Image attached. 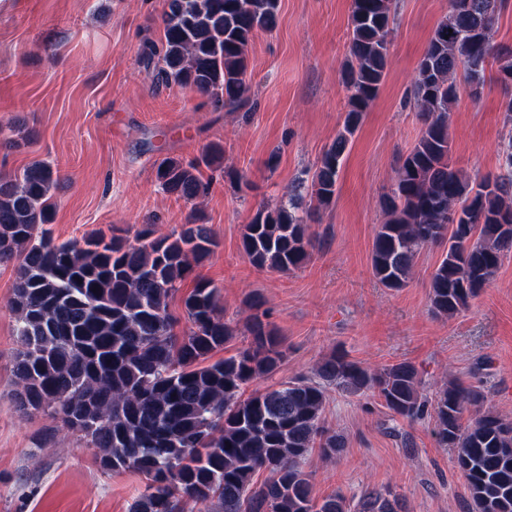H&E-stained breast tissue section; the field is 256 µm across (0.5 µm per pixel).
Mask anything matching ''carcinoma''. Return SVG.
<instances>
[{
	"instance_id": "cac0c4a2",
	"label": "carcinoma",
	"mask_w": 512,
	"mask_h": 512,
	"mask_svg": "<svg viewBox=\"0 0 512 512\" xmlns=\"http://www.w3.org/2000/svg\"><path fill=\"white\" fill-rule=\"evenodd\" d=\"M505 0H450L412 78L421 136L402 159L374 238L371 265L386 288L406 286L420 250L443 247L430 282L429 308L452 318L469 307L512 254V140L500 149L504 172L473 178L451 163L448 112L460 89L478 100L489 79L505 92L512 118V48L493 43ZM278 0H164L159 41L145 40L142 57L157 61L156 79L207 99L214 110L248 100V46L276 26ZM393 0H353L350 63L342 128L311 176L276 209L260 208L244 225L242 249L259 270L289 272L314 249L300 215L327 207L363 112L388 71ZM224 155L209 147L184 162L166 157L156 179L186 201L205 196L200 167ZM58 171L36 160L0 178V264L17 263L10 307L20 348L13 359L14 396L79 432L97 449L100 467L134 469L147 479L130 512H403L398 497L365 490L355 504L341 494L316 505L303 463L310 449L335 458L342 435L325 426L328 389L378 397L394 415L420 420L433 407L439 442L454 449L472 512H512V421L485 406L479 385L458 380L429 399L418 368L401 361L379 371L336 352L316 369L248 397L243 388L273 375L282 360L275 329L255 315L241 330L224 319L220 286L195 279L182 297L191 327L182 336L169 311L194 267L214 252L211 229L192 217L182 230L134 239L114 236L56 242L51 190ZM250 344L212 360L242 333ZM267 473L261 484L255 474Z\"/></svg>"
}]
</instances>
